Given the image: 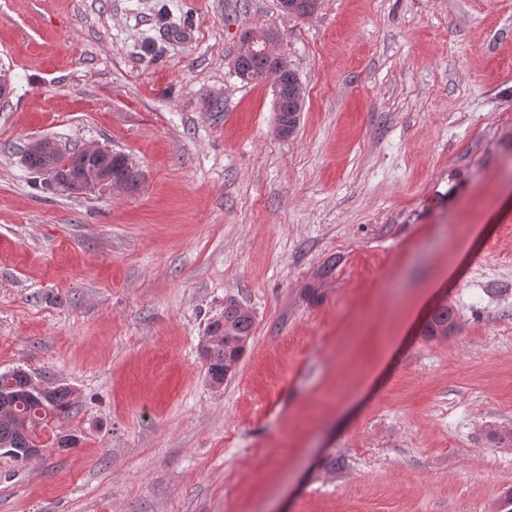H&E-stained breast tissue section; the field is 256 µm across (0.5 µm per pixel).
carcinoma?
Masks as SVG:
<instances>
[{
  "instance_id": "obj_1",
  "label": "carcinoma",
  "mask_w": 512,
  "mask_h": 512,
  "mask_svg": "<svg viewBox=\"0 0 512 512\" xmlns=\"http://www.w3.org/2000/svg\"><path fill=\"white\" fill-rule=\"evenodd\" d=\"M264 44L254 43L251 51L237 52L235 73L251 81L258 69L277 70L271 57L263 54ZM298 81L292 76L288 83V98L274 101L276 112V133L292 135L300 122V110L293 100L291 86ZM109 169L112 179L125 184L135 180L136 173L128 159L114 152L112 157H102L88 167V171ZM254 319L252 312L233 298L224 300V316L216 319L209 327L210 335L221 336L223 340L204 349L207 362V376L214 384L221 385L235 374L239 361L252 338ZM455 324V314L446 304L435 309L425 328V336L437 338L448 335ZM29 373L22 368H13L0 373V448H11L17 458L25 459L26 449L34 447L36 429L46 427L68 417L72 407V394L62 386L52 388L51 399L43 400L26 390Z\"/></svg>"
}]
</instances>
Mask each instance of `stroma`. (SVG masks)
Listing matches in <instances>:
<instances>
[{"instance_id":"35a3bbf8","label":"stroma","mask_w":512,"mask_h":512,"mask_svg":"<svg viewBox=\"0 0 512 512\" xmlns=\"http://www.w3.org/2000/svg\"><path fill=\"white\" fill-rule=\"evenodd\" d=\"M247 29L303 86L289 137L272 77L234 72ZM0 69V372L74 402L40 457L0 454V512H497L512 0H0ZM40 137L136 180L36 190ZM229 297L253 335L215 387ZM455 324V314L447 304H440L435 309L431 320L425 328V336L428 338H437L447 336L448 331Z\"/></svg>"}]
</instances>
